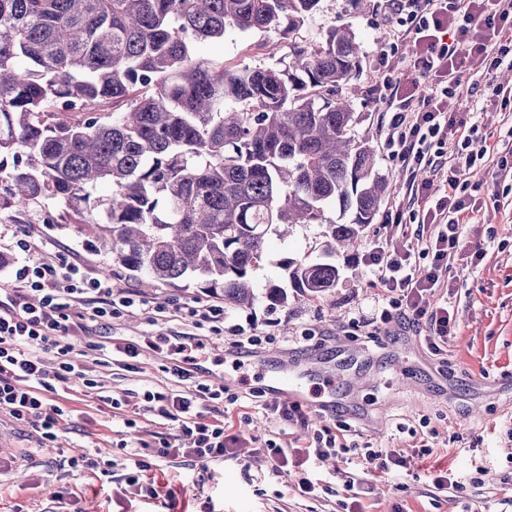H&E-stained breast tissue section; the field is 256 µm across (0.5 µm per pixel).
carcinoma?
Instances as JSON below:
<instances>
[{"mask_svg":"<svg viewBox=\"0 0 512 512\" xmlns=\"http://www.w3.org/2000/svg\"><path fill=\"white\" fill-rule=\"evenodd\" d=\"M320 0H0V208L46 201L83 218L112 260L251 308L269 235L325 227L323 256L288 262L290 287L336 286L331 258L390 190L356 136L352 26L293 39ZM275 32L288 53L230 67L196 45ZM121 112H106V101ZM107 182L106 197L95 194ZM338 203L350 223L326 216ZM269 306L288 302L271 283Z\"/></svg>","mask_w":512,"mask_h":512,"instance_id":"1","label":"carcinoma"}]
</instances>
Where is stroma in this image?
I'll return each mask as SVG.
<instances>
[{
    "instance_id": "1",
    "label": "stroma",
    "mask_w": 512,
    "mask_h": 512,
    "mask_svg": "<svg viewBox=\"0 0 512 512\" xmlns=\"http://www.w3.org/2000/svg\"><path fill=\"white\" fill-rule=\"evenodd\" d=\"M335 21L352 23L365 48L362 71L351 81L359 119L355 134L369 141L380 174L391 180V196L404 199L405 206L401 223L378 213L353 247L337 256L341 276L325 295L306 298L292 292L287 304L273 309L263 297L269 283L284 282V261L320 254L325 238L319 224L295 227L284 239L269 237L266 257L252 273L259 300L246 309L227 306L222 297L195 287H145V275L115 265L79 216L55 206L0 210V289L15 285L9 267L14 260L68 263L110 278L116 291L133 300L111 316L86 322L70 338L72 361L94 364L109 395L124 401L120 417H113L95 395L79 391L70 394L69 423L52 439L42 438L26 422L0 415V461L10 467L0 475V512H168L172 498L185 502L189 512H349V476L365 478L369 486L361 512H512V205L502 208L495 202L499 196L512 198V183L495 182L484 170L467 177V192L478 198L479 210L462 227L449 287L436 289L429 299L434 306L450 303L458 318L440 353H432L414 332H399L395 323L367 324L378 307L379 290L362 256L379 242L414 241L418 207L406 200L407 172L381 143L379 126L390 114L373 94L387 74L376 59L391 53L390 31L397 19L374 7L352 10L349 0H321L316 18L299 36L313 40ZM287 51V41L275 35L238 31L199 46L203 57L223 58L228 66L253 65ZM19 227L29 232L24 253L13 246L12 232ZM478 249L484 257L475 264L471 255ZM203 305L222 306L223 321L195 325L192 312ZM238 326L257 338V351L288 356L326 358L334 338L347 337L358 364L347 372L353 394L346 415L367 421L361 441L400 452L407 471L381 478L353 463L340 470L331 459L296 458L287 471L274 474L263 452L267 440L303 447L314 433L335 428L337 419L312 413L303 428L268 416L261 407L266 398L262 372L232 357ZM186 333L202 343L194 352L195 381L204 382L210 374L224 378L226 385L223 399L203 407V419L225 425L227 434L239 438L243 453L206 469L180 456L168 459L165 477L152 491L126 493L123 446H135L142 438L184 445L178 423L159 416L143 393L178 389L171 368L181 357L173 347ZM116 342L139 348L135 368L101 358V350ZM421 444L431 448L429 458L418 456ZM89 448L99 449L104 475H72L70 457ZM431 463L450 468L462 479L463 490L435 489L427 475ZM303 477L319 485L317 497L301 496L298 481Z\"/></svg>"
}]
</instances>
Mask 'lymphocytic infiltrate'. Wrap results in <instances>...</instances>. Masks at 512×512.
Masks as SVG:
<instances>
[{"mask_svg":"<svg viewBox=\"0 0 512 512\" xmlns=\"http://www.w3.org/2000/svg\"><path fill=\"white\" fill-rule=\"evenodd\" d=\"M390 13L400 21L392 38L409 42L408 54L391 64V77L377 88L391 115L381 133L390 155L400 160L409 175L433 169L445 171L447 189L431 197L428 182L411 183L410 192L420 199L422 228L415 242L402 246H377L367 251L364 264L377 271L382 292L378 311L381 320L403 329L427 326L426 341L439 351L457 319L448 307L428 308L425 298L443 287L459 242V228L474 208L463 195L466 172L492 167L495 179L512 178V163L488 143L473 113L452 112L451 101L463 95L460 76L466 70L490 75L512 69V0H385ZM412 72V80L397 78V71ZM431 92L423 94L421 83ZM430 258L424 277H417L418 257ZM15 288L0 296V413L25 421L43 436L53 437L65 425L69 413L54 403L58 384L69 379L86 380L85 368L69 362V333L77 326L69 314L72 304L88 296L101 304L85 314L95 321L115 306H132L130 297L116 294L109 279L97 277L77 266L20 264L14 268ZM55 351L54 368L34 355V348ZM223 388L196 385L193 393L147 392L146 401L158 402L159 414L179 421L181 433L193 442L185 454L201 466L232 454L235 436L223 425L197 420L203 402L221 399ZM351 425L339 422L337 431L316 435L315 442L296 450L267 442L266 451L275 470L287 467L290 457L344 463L351 451L342 436Z\"/></svg>","mask_w":512,"mask_h":512,"instance_id":"obj_1","label":"lymphocytic infiltrate"}]
</instances>
